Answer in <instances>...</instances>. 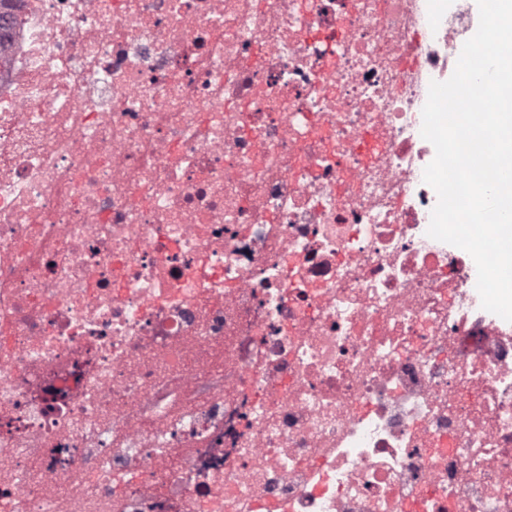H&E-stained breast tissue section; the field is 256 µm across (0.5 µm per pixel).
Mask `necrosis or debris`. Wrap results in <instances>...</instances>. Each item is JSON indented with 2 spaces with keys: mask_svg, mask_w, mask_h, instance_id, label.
Listing matches in <instances>:
<instances>
[{
  "mask_svg": "<svg viewBox=\"0 0 512 512\" xmlns=\"http://www.w3.org/2000/svg\"><path fill=\"white\" fill-rule=\"evenodd\" d=\"M475 0H22L0 512H512V322L427 234Z\"/></svg>",
  "mask_w": 512,
  "mask_h": 512,
  "instance_id": "1",
  "label": "necrosis or debris"
}]
</instances>
